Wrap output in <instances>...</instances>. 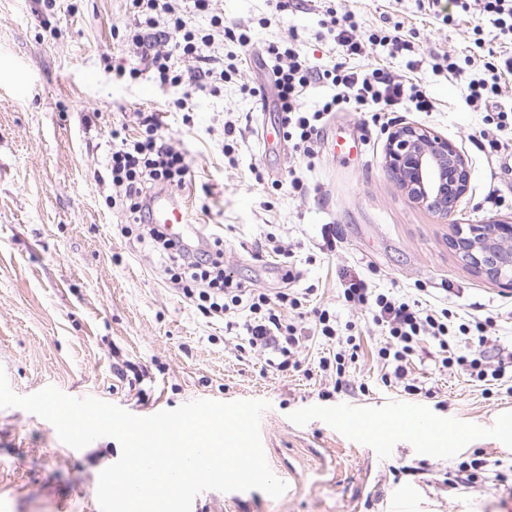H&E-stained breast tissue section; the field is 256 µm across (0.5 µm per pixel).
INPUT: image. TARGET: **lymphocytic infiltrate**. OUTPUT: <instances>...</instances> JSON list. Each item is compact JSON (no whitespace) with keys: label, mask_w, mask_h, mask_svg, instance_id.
<instances>
[{"label":"lymphocytic infiltrate","mask_w":512,"mask_h":512,"mask_svg":"<svg viewBox=\"0 0 512 512\" xmlns=\"http://www.w3.org/2000/svg\"><path fill=\"white\" fill-rule=\"evenodd\" d=\"M453 7L488 19L494 40L512 42V0H450ZM132 18L122 29L124 41L133 47L139 62L119 78L136 80L151 75L162 86H185L192 92L211 90L215 79H228L235 65L224 62L215 49L217 38L226 37L241 47L251 44V37L242 24L224 25L221 15L213 11V0H129ZM210 14L212 30L196 35L190 26L194 15ZM330 39L345 56L365 54L367 46L386 47L390 56L414 51L415 45L400 32L383 36L363 34L353 11L337 12L327 8L323 21ZM474 45L486 49L487 62L476 55L465 56L463 63L446 62L453 78L463 77L466 68L482 64L484 75L469 80L467 98L474 106L488 105L502 91L503 74H512V56L496 61L495 50L487 49L481 27H474ZM190 59L188 68H180V59ZM257 64L271 78L273 105L284 139L304 158H312L318 148L327 117L348 109L360 111L393 110L399 107L415 112H431L436 103L422 78L416 77L418 61H409V74L402 75L382 67L354 69L335 65L326 69L310 66L306 57L291 45L275 42L264 48ZM317 83H327L332 93L315 109H307L302 99ZM140 131L135 136L112 135V152L107 169L115 191L112 206L121 208L137 230L139 242L150 244L157 253L171 283L183 297L199 310L223 315L228 330L242 331L249 346L272 350L276 367L285 371L299 367L294 349L299 345L296 323L304 319L302 301L289 286L300 277L296 267H288L282 276L283 285L266 292L243 286L223 263L221 238L190 236L174 241L163 225L151 221L153 195L162 189L181 190L192 180L185 152L163 134L156 113L137 115ZM345 302L364 311L372 324L384 333L376 359L384 386L403 384L407 394L418 395L420 389L408 382L407 365L425 347L435 350L434 362L440 368L459 367L471 381L492 382L512 373V351L497 349L488 353L496 327L493 314L473 315L468 321L454 323V314L420 299L398 297L370 288L365 280L353 277L345 283ZM318 337L339 343L333 356L319 359L321 371L333 372L334 388H347L344 341L336 328V317L329 310L314 312ZM467 336L477 343L465 353L451 346L454 334Z\"/></svg>","instance_id":"1"}]
</instances>
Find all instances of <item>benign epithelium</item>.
<instances>
[{"label": "benign epithelium", "mask_w": 512, "mask_h": 512, "mask_svg": "<svg viewBox=\"0 0 512 512\" xmlns=\"http://www.w3.org/2000/svg\"><path fill=\"white\" fill-rule=\"evenodd\" d=\"M385 165L407 198L440 220L458 211L469 189V161L452 141L415 122L395 124L387 137ZM450 245L476 272L512 288V221L488 220L456 227Z\"/></svg>", "instance_id": "1"}]
</instances>
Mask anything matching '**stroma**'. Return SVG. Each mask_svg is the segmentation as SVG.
I'll return each instance as SVG.
<instances>
[{
    "mask_svg": "<svg viewBox=\"0 0 512 512\" xmlns=\"http://www.w3.org/2000/svg\"><path fill=\"white\" fill-rule=\"evenodd\" d=\"M335 5L354 11L363 32L398 24L435 55L461 58L472 44L476 20L458 9L444 22L419 0ZM215 8L226 22L250 26L253 47L225 41V55L240 60L238 74L184 111L174 106L181 88L146 75L116 77L115 66L136 63L133 48L113 34L128 17L126 0H55L48 13L42 0H0V367L11 389L25 396L52 385L139 416L199 399L268 401L261 440L286 492L208 490L192 512H512V478L496 479L512 465V392L427 359L410 370L429 397L384 387L374 356L381 331L340 297L344 280L358 276L456 312H499L500 344L512 346V289L465 266L448 245L454 224L512 218V155L490 151L485 109L468 102L465 82L426 65L420 75L436 111L335 113L317 157L303 161L276 135L271 101L243 91L269 84L254 50L292 41L314 65L370 63L399 73L406 57L376 46L367 58H344L321 24V0L281 13L267 0H217ZM140 112L161 113L164 133L186 152L190 216L222 238L237 279L278 287L281 270L266 243L281 238L293 247L301 272L294 289L306 294L307 308H330L338 324L355 325L361 346L347 391L333 393L320 375L326 341H306L299 369L279 371L226 331L223 317L190 306L155 257L123 233L127 218L109 202L106 164L113 130L136 134ZM402 119L466 153L470 188L454 221L412 204L388 174V130ZM295 177L306 194L292 190ZM328 224L336 228L331 253L320 248ZM125 359L146 369L142 387L115 376L113 363ZM412 408L438 432L420 434ZM340 409L349 420L337 418ZM478 448L485 465L476 483L449 489L447 475L469 466ZM120 454L110 437L72 450L46 420L1 408L0 512H100L98 475ZM423 460L429 472L419 471Z\"/></svg>",
    "mask_w": 512,
    "mask_h": 512,
    "instance_id": "1",
    "label": "stroma"
}]
</instances>
